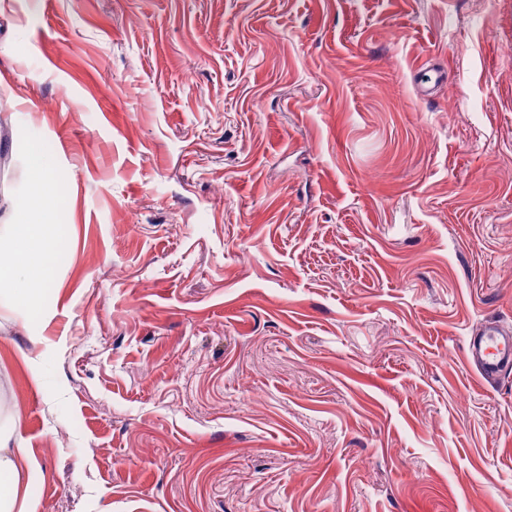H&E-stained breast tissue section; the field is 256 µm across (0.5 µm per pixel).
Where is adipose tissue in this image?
<instances>
[{
    "instance_id": "1",
    "label": "adipose tissue",
    "mask_w": 512,
    "mask_h": 512,
    "mask_svg": "<svg viewBox=\"0 0 512 512\" xmlns=\"http://www.w3.org/2000/svg\"><path fill=\"white\" fill-rule=\"evenodd\" d=\"M25 170L29 190L9 199L8 220L0 226L11 241L9 254L0 255V303L17 310L38 303L56 248L51 233L55 215L48 205L58 190L51 175V160L29 149ZM19 424V414H12L9 431H0V512H36L32 501L19 496L20 464L28 456L27 448L15 436Z\"/></svg>"
}]
</instances>
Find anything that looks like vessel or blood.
<instances>
[{
  "label": "vessel or blood",
  "instance_id": "b4317fda",
  "mask_svg": "<svg viewBox=\"0 0 512 512\" xmlns=\"http://www.w3.org/2000/svg\"><path fill=\"white\" fill-rule=\"evenodd\" d=\"M465 359L485 381L497 380L512 368V328L489 323L470 338Z\"/></svg>",
  "mask_w": 512,
  "mask_h": 512
}]
</instances>
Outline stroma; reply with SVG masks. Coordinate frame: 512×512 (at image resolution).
<instances>
[{
  "label": "stroma",
  "instance_id": "stroma-1",
  "mask_svg": "<svg viewBox=\"0 0 512 512\" xmlns=\"http://www.w3.org/2000/svg\"><path fill=\"white\" fill-rule=\"evenodd\" d=\"M512 0H0V197L61 183L0 403L38 512H512ZM49 361H25L28 332ZM465 359L485 381L497 380L512 367V328L488 323L470 338Z\"/></svg>",
  "mask_w": 512,
  "mask_h": 512
}]
</instances>
